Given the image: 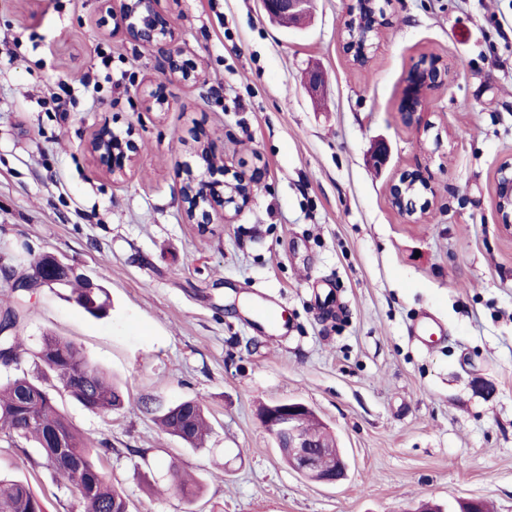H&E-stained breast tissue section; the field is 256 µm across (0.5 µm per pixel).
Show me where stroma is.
<instances>
[{"mask_svg":"<svg viewBox=\"0 0 512 512\" xmlns=\"http://www.w3.org/2000/svg\"><path fill=\"white\" fill-rule=\"evenodd\" d=\"M353 2L314 0L296 28L260 0H159L194 84L170 79L158 47L126 39L97 0H0L12 52L0 61V303L46 253L106 288L102 318L69 289L30 290L20 367L40 377L31 353L53 335L120 380L130 403L108 416L45 385L132 512H414L461 498L512 512V232L494 208L496 167L512 159V0H401L365 67L340 39ZM103 52L112 79L85 90ZM433 56L455 69L427 99L437 136L423 140L400 104ZM62 78L73 103L46 111ZM156 90L165 111L147 107ZM105 123L134 131L126 177L82 149ZM201 137L219 153L210 180L265 170L241 211L205 226L180 195ZM416 169L435 197L411 223L389 187ZM267 305L280 327L255 323ZM426 313L442 330L420 341L410 328ZM188 398L212 425L197 449L139 406ZM288 400L344 448L339 484L284 462L258 410ZM175 471L196 480L194 500L173 489ZM0 473L28 481L47 512H80L33 445L0 440Z\"/></svg>","mask_w":512,"mask_h":512,"instance_id":"35a3bbf8","label":"stroma"}]
</instances>
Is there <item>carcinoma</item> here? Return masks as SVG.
<instances>
[{"mask_svg": "<svg viewBox=\"0 0 512 512\" xmlns=\"http://www.w3.org/2000/svg\"><path fill=\"white\" fill-rule=\"evenodd\" d=\"M383 12V3L376 0L361 13L362 30L355 58L364 56V46L377 39L383 22L375 16ZM53 260L55 257L48 254L34 261L31 273L24 278L28 287L73 285L75 302L87 314L95 318L106 316L110 303L105 288L101 285L92 288L87 279L75 274L46 270ZM29 311L23 291L17 292L12 304L5 308V312L22 318ZM0 347L18 359L23 351L22 337L15 331L6 333L0 336ZM34 358L46 371L56 375L68 396L94 412L108 414L130 403L121 387L91 368L79 349L68 340L58 336L43 337ZM140 406L148 413L160 412L156 417L159 425L188 446L200 448L204 444L209 427L200 400L186 399L160 411L144 400L140 401ZM305 432L330 448L336 447L335 440L313 417L306 421ZM0 434L12 443L25 441L38 448L45 465L61 478L83 512H130L127 498L99 469L98 451L59 410L51 394L23 372L0 384ZM0 512H45V505L28 482L0 477Z\"/></svg>", "mask_w": 512, "mask_h": 512, "instance_id": "carcinoma-1", "label": "carcinoma"}]
</instances>
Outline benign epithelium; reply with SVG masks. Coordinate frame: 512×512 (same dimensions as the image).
<instances>
[{"label": "benign epithelium", "mask_w": 512, "mask_h": 512, "mask_svg": "<svg viewBox=\"0 0 512 512\" xmlns=\"http://www.w3.org/2000/svg\"><path fill=\"white\" fill-rule=\"evenodd\" d=\"M308 0H263L266 14L272 19L304 17L308 14ZM366 6L364 0L348 7L340 31L343 48L352 55L350 45L358 38L359 13ZM101 11L116 21L117 29L137 43L157 45L164 49V69L167 75L183 82H200V76L193 68L183 65L181 52L176 47L179 34L169 16L157 8V0H103ZM448 64L438 58L429 60L425 67L413 69L412 82L406 91L404 113L407 120L415 124L419 135H428L434 128L433 122L424 118L426 106L420 98L446 88ZM131 129L123 133L114 131L103 124L96 128L83 150L97 166L112 177H123L133 168L139 153V145L133 139ZM230 179L222 185H213L202 175H188L189 198L187 217L198 224H209L216 219H227L226 208L239 209V202L250 200L261 183L258 174L245 177L228 170ZM414 182L423 189V196L409 204L396 206L397 212L410 222L425 219L432 206L430 196L434 195L431 181L419 172L404 173L398 182L392 184L391 194L397 195L402 186ZM495 213L497 223L509 231L512 229V161L502 160L496 167ZM312 414L311 408L299 400H288L265 407L260 415L262 424L279 449L288 452V465L304 478L324 485H336L347 476L348 461L338 448L327 449L318 446L304 431L305 421Z\"/></svg>", "instance_id": "obj_1"}]
</instances>
